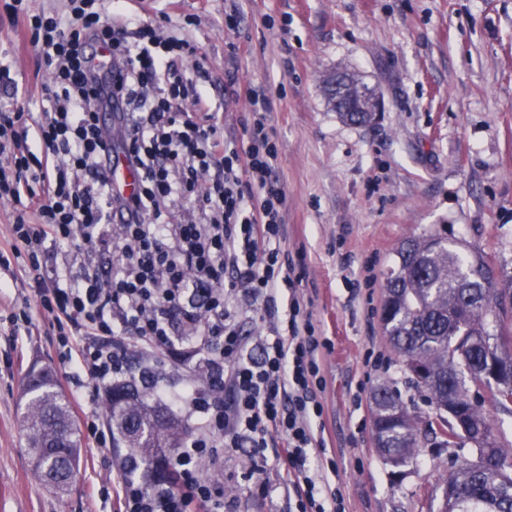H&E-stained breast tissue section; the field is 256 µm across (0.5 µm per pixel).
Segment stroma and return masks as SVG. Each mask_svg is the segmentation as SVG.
Instances as JSON below:
<instances>
[{"instance_id": "stroma-1", "label": "stroma", "mask_w": 512, "mask_h": 512, "mask_svg": "<svg viewBox=\"0 0 512 512\" xmlns=\"http://www.w3.org/2000/svg\"><path fill=\"white\" fill-rule=\"evenodd\" d=\"M69 0H25L9 17L0 0V54L17 94L0 103L42 106L46 73L30 42L36 15L64 12ZM125 12L169 18L203 48L211 109L226 140L242 139L250 106L244 87L270 90L275 174L287 194L289 253L304 256L298 292L311 302L320 336L326 455L331 489L344 512H436L438 484L452 449L425 446L393 473L374 447L371 394L395 387L418 416L433 409L412 386L381 325L385 277L407 237L433 232L459 248L512 262V0H124ZM237 14L235 27L224 24ZM345 69L380 101L366 126L340 120L322 90ZM15 345L0 324V512H118L108 491L127 449L83 439L76 482L62 494L43 485L28 461L22 388L34 367L53 368L65 395L47 315ZM128 363L151 369L177 390L193 366L157 363L130 349ZM249 449L226 453L209 470L224 485V512H293L285 466L261 464L267 494L253 491Z\"/></svg>"}]
</instances>
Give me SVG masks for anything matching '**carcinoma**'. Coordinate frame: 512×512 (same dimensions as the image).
I'll list each match as a JSON object with an SVG mask.
<instances>
[{
	"mask_svg": "<svg viewBox=\"0 0 512 512\" xmlns=\"http://www.w3.org/2000/svg\"><path fill=\"white\" fill-rule=\"evenodd\" d=\"M339 117L353 125L372 121V112H345ZM382 298V329L392 350L410 374L423 399L435 409V423L419 426L397 389L378 386L372 395V425L376 451L395 469L406 466L431 434L442 445L456 428L445 412L448 400L466 429L455 446H470L471 455L450 460L437 512H512V460L495 435L484 409L512 406V371L499 369L486 380L492 397L471 395L468 375L481 379L492 364L512 361V336L501 323L512 312V268L493 264L473 248L459 253L448 239L432 233L411 237L397 250ZM130 378L112 386L108 423L112 436L147 469L170 478L168 463L182 447L184 428L147 402L148 388L138 386L137 366ZM23 423L33 471L42 483L65 493L79 467L81 443L69 402L52 373L29 372L25 385Z\"/></svg>",
	"mask_w": 512,
	"mask_h": 512,
	"instance_id": "cac0c4a2",
	"label": "carcinoma"
}]
</instances>
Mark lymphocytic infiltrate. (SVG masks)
I'll list each match as a JSON object with an SVG mask.
<instances>
[{"label":"lymphocytic infiltrate","mask_w":512,"mask_h":512,"mask_svg":"<svg viewBox=\"0 0 512 512\" xmlns=\"http://www.w3.org/2000/svg\"><path fill=\"white\" fill-rule=\"evenodd\" d=\"M32 42L50 80L49 107L33 114L0 105V200L14 208L10 254L36 274L33 304L11 316L31 335L34 314L51 315L61 362L74 364L92 393L127 370L125 341L159 359L174 356L180 328L192 326L208 391L186 384L173 402L199 423L172 461L173 478L145 482L134 460L119 469V512H224V489L206 464L227 449L273 452L294 474L295 512H340L323 494L335 465L311 464L323 447L314 423L324 388L313 314L297 295L303 262L284 253L286 192L274 176L278 151L269 99L248 87L244 141H228L210 110L211 77L179 74L199 47L156 26L112 14L103 0H71L67 18L38 16ZM121 138L101 120L113 100ZM134 169V194L114 187L105 154ZM190 207L193 218L176 221ZM121 234L108 236L114 217ZM76 250L106 245V274L79 281L46 258V241ZM251 298L269 322L259 356L245 344L230 306ZM287 310H280V301Z\"/></svg>","instance_id":"f902f5d3"}]
</instances>
